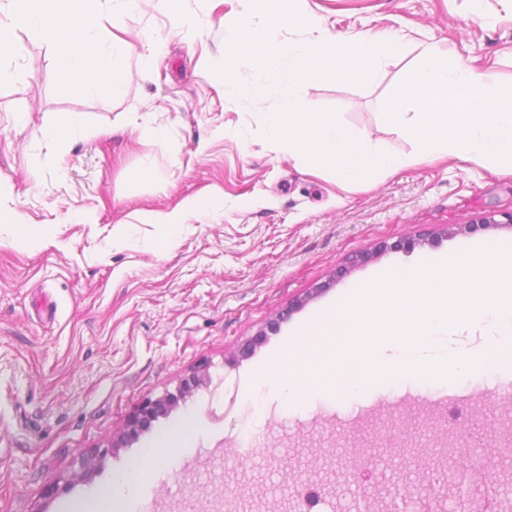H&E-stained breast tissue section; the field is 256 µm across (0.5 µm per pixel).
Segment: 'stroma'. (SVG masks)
<instances>
[{"instance_id": "obj_1", "label": "stroma", "mask_w": 512, "mask_h": 512, "mask_svg": "<svg viewBox=\"0 0 512 512\" xmlns=\"http://www.w3.org/2000/svg\"><path fill=\"white\" fill-rule=\"evenodd\" d=\"M297 6L314 25L281 27L283 43L315 31L407 35L406 53L385 61L375 80L316 79L302 90L310 110L335 111L339 125L404 159L397 174L342 186L334 169L310 172L267 135L275 98L217 80L224 26L250 14L249 0H179L178 14L195 20L188 32L156 0L122 11L100 0L101 39L131 44L124 92L107 100L62 78L51 47L23 30L0 49V206L13 215L0 223V512H61L189 412L198 435L150 474L129 512H180L189 501L196 512H424L430 475L404 457L433 454L460 432L472 445L445 512H460L465 486L485 469L500 477L488 512H512V458L501 453L512 436V376L496 351L445 384L400 375L346 396L311 388L299 401L265 371L318 314L348 301L353 285L484 243L512 246L507 228L443 232L511 213L512 175L418 161V143L385 114L426 43L472 61L492 88L512 86V0ZM19 111L28 114L21 125ZM72 113L100 136L48 143L45 126ZM198 196L223 206L186 212L176 238L142 221ZM18 228L34 233L33 246H7ZM286 308L288 320L277 321ZM249 339L256 345L241 355ZM198 369L205 384L179 394ZM456 392L469 400L455 415L427 404ZM166 393L179 394L176 405L111 450L140 407ZM394 421L402 432L389 433ZM358 449L369 463L348 471ZM100 451L93 478L78 479L81 459Z\"/></svg>"}]
</instances>
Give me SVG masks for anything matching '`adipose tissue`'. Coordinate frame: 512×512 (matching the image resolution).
<instances>
[{
	"instance_id": "ef3b65f1",
	"label": "adipose tissue",
	"mask_w": 512,
	"mask_h": 512,
	"mask_svg": "<svg viewBox=\"0 0 512 512\" xmlns=\"http://www.w3.org/2000/svg\"><path fill=\"white\" fill-rule=\"evenodd\" d=\"M6 19H0V42H7L12 30L23 29L34 42L48 44L58 71L76 81L89 96L109 99L125 88L124 62L129 52L121 39L111 42V56H104L93 8L75 12L66 0H9ZM198 431L194 414L159 435L151 448L113 475L111 483L93 496L66 501L62 512H126L125 503L154 468L169 462L187 447Z\"/></svg>"
}]
</instances>
